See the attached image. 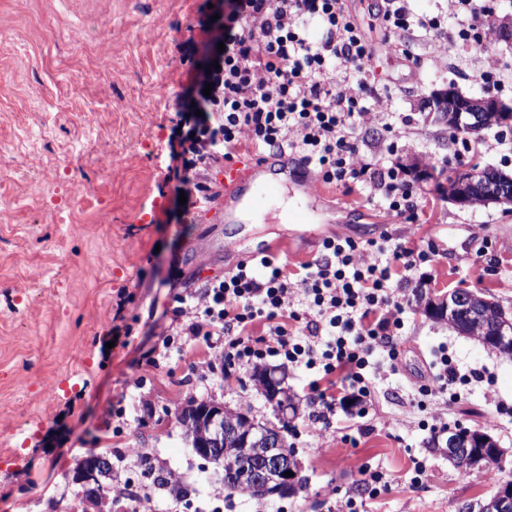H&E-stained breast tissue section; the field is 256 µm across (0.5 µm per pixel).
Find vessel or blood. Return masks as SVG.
Returning a JSON list of instances; mask_svg holds the SVG:
<instances>
[{"mask_svg":"<svg viewBox=\"0 0 512 512\" xmlns=\"http://www.w3.org/2000/svg\"><path fill=\"white\" fill-rule=\"evenodd\" d=\"M296 180L306 189L314 183L308 167L288 156L276 161L266 159L246 163H228L224 166V198L231 201L241 196H250L258 209L264 210L267 219L279 220V210L269 207L268 202L284 188L287 180Z\"/></svg>","mask_w":512,"mask_h":512,"instance_id":"vessel-or-blood-1","label":"vessel or blood"}]
</instances>
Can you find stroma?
<instances>
[{
	"label": "stroma",
	"mask_w": 512,
	"mask_h": 512,
	"mask_svg": "<svg viewBox=\"0 0 512 512\" xmlns=\"http://www.w3.org/2000/svg\"><path fill=\"white\" fill-rule=\"evenodd\" d=\"M209 0H0V512H99L72 481L88 449L111 446L115 477L134 482L142 512H478L512 480V357L487 349L418 309L419 294L456 288L485 293L512 313V207L461 208L441 194L448 170L491 166L512 175V131H487L497 147L464 145L437 113L421 109L433 90L455 83L482 94L489 58L512 65V39L491 36L488 52L452 45L432 50L425 35L384 32V0H344L375 46L367 64L400 122L364 126L359 139L394 140L417 181L416 222L385 218L363 192L298 187L281 200L310 205L309 224H228L212 202L182 210L172 177V142L182 98L195 82L192 48L207 37ZM434 242L438 254L417 271L421 290L401 285L406 338L397 372L374 381L365 415L336 410L319 436L308 421L310 372L283 365L299 403L285 433L305 479L277 501L233 492L192 453L176 416L215 400L260 421L275 418L252 369L224 374L222 348L192 344L159 368L146 363L173 318L174 298L197 291L273 245L279 261L310 260L328 237L365 243L382 233ZM482 382L456 403L418 409V384L439 347ZM489 432L504 451L493 468L461 476L430 424ZM188 494L155 487L143 453ZM428 475L410 486L412 468ZM386 474L376 497L364 470Z\"/></svg>",
	"instance_id": "obj_1"
}]
</instances>
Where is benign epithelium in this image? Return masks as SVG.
Instances as JSON below:
<instances>
[{"label": "benign epithelium", "instance_id": "1", "mask_svg": "<svg viewBox=\"0 0 512 512\" xmlns=\"http://www.w3.org/2000/svg\"><path fill=\"white\" fill-rule=\"evenodd\" d=\"M223 19L211 21L214 38L203 45L198 54L202 68H207L218 52ZM425 109L438 113L452 128L499 126L512 128V107L491 94L467 96L450 88L432 92L424 101ZM448 201L461 207L512 205V176L499 170L486 174L480 169L459 168L448 173ZM428 316L441 314L448 323L474 321L488 328L483 345L491 350L512 349V317L498 310L494 301L482 294H464L453 290L423 305ZM256 385L272 405H281L282 422H288L286 398L288 389L282 378L272 371L255 378ZM186 420H200L202 433L190 436L194 453L229 473L233 482L247 488L257 497L281 499L295 493L298 473L296 459L285 448L284 427L259 424L221 404L206 402L180 410ZM441 444L452 457L463 449L495 448L497 442L489 433L448 430ZM293 476L287 477L285 473ZM485 512H512V485L505 483L488 500Z\"/></svg>", "mask_w": 512, "mask_h": 512}]
</instances>
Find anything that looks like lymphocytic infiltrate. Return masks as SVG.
Listing matches in <instances>:
<instances>
[{
	"instance_id": "f902f5d3",
	"label": "lymphocytic infiltrate",
	"mask_w": 512,
	"mask_h": 512,
	"mask_svg": "<svg viewBox=\"0 0 512 512\" xmlns=\"http://www.w3.org/2000/svg\"><path fill=\"white\" fill-rule=\"evenodd\" d=\"M385 29L421 30L435 45L463 42L485 48L494 5L448 0V15L415 13L411 0H387ZM224 53L206 80L204 110L183 101L185 129L176 140L174 177L186 197L212 190L207 168L233 161L240 150L255 156L298 157L326 184L368 190L384 213L415 220L417 189L405 165L362 154L358 127L389 121L364 64L373 49L342 0H224ZM434 246L382 241L359 244L326 238L311 261L289 271L266 255L241 262L199 294L178 296L175 324L163 347L188 339L224 343V371L276 357L339 381L351 404L371 396L370 369L380 361L397 369L404 321L397 288L435 256ZM190 323H182L186 311ZM263 323L266 334L253 336ZM479 371L459 373L447 351L417 392L424 398H458L481 381Z\"/></svg>"
}]
</instances>
